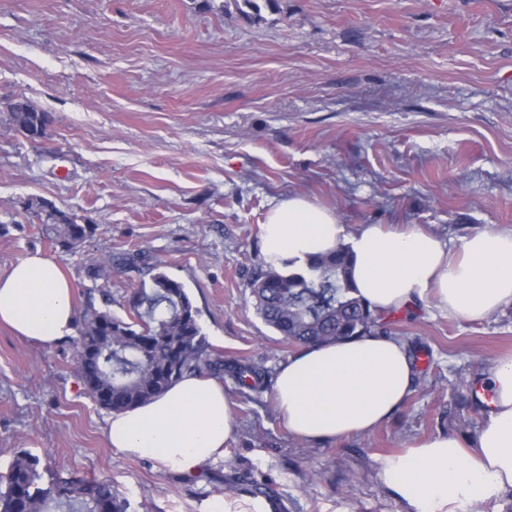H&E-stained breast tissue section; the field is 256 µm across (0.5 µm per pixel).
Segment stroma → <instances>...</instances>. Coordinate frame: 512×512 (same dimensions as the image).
I'll use <instances>...</instances> for the list:
<instances>
[{"instance_id":"1","label":"stroma","mask_w":512,"mask_h":512,"mask_svg":"<svg viewBox=\"0 0 512 512\" xmlns=\"http://www.w3.org/2000/svg\"><path fill=\"white\" fill-rule=\"evenodd\" d=\"M0 0V271L59 261L73 309L125 316L154 267L180 282L225 360L278 371L293 350L257 314L261 226L300 195L347 230L410 225L449 248L512 228V0ZM24 97L51 121L30 141L7 121ZM92 220L74 252L26 211ZM111 256L104 287L87 275ZM414 342L410 399L366 435L291 436L271 391L225 380L224 456L192 474L112 448L70 340L45 347L0 324V471L16 452L111 480L132 512H254L235 477L273 485L286 512H412L381 458L438 434L474 447L453 386L478 390L512 353V303L479 322L428 302L392 316Z\"/></svg>"}]
</instances>
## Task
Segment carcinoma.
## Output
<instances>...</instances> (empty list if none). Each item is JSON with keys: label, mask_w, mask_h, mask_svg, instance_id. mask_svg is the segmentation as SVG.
<instances>
[{"label": "carcinoma", "mask_w": 512, "mask_h": 512, "mask_svg": "<svg viewBox=\"0 0 512 512\" xmlns=\"http://www.w3.org/2000/svg\"><path fill=\"white\" fill-rule=\"evenodd\" d=\"M9 117L30 140L41 137L50 122L47 113L25 98L10 105ZM28 208L52 226L54 244L63 253L73 251L96 231L91 221L80 222L49 203H30ZM350 270L351 255L342 244L292 271L266 264L250 283L257 312L291 345L394 335L390 315L371 309L356 295ZM130 308L135 314L131 320L94 307L80 315L75 355L86 393L99 407L112 413L130 410L205 368L257 393L265 389L264 368L211 357L198 310L184 286L164 272L152 276L151 292L142 289L133 295ZM128 508L111 481L56 474L46 479L40 458L28 452L15 455L8 471L0 474V512H128Z\"/></svg>", "instance_id": "1"}]
</instances>
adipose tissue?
I'll return each mask as SVG.
<instances>
[{"label":"adipose tissue","instance_id":"adipose-tissue-1","mask_svg":"<svg viewBox=\"0 0 512 512\" xmlns=\"http://www.w3.org/2000/svg\"><path fill=\"white\" fill-rule=\"evenodd\" d=\"M267 261L332 250L344 226L304 197L277 203L261 226ZM358 296L381 312L432 302L440 312L483 320L512 302V229L482 231L457 249L421 230L362 225L350 240ZM74 285L59 261L35 252L0 271V322L51 346L72 331ZM415 370L405 344L364 336L300 348L282 364L273 397L289 433L309 442L372 432L412 394ZM492 399L475 448L438 435L385 457L380 476L417 512H443L512 491V357L496 358L485 379ZM233 413L224 386L188 375L159 398L112 415L113 448L185 473L224 455Z\"/></svg>","mask_w":512,"mask_h":512}]
</instances>
